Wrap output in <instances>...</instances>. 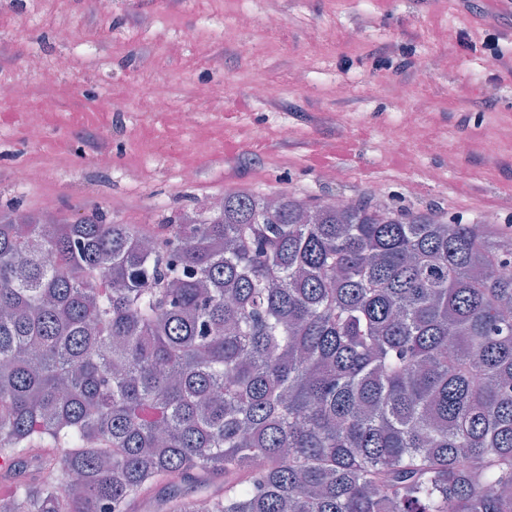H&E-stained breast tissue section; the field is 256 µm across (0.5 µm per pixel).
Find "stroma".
I'll return each instance as SVG.
<instances>
[{
    "label": "stroma",
    "instance_id": "stroma-1",
    "mask_svg": "<svg viewBox=\"0 0 512 512\" xmlns=\"http://www.w3.org/2000/svg\"><path fill=\"white\" fill-rule=\"evenodd\" d=\"M272 12L280 18L274 31L266 27ZM243 13L252 15L251 25L238 26ZM488 22L468 0H112L107 17L90 0H38L32 11L24 0H0V69L27 87L33 103L55 102L44 138L27 143L24 115L0 97V203L35 211L52 196L62 218L97 208L148 229L227 191L326 200L379 186L398 211L512 225V77H495L478 52L457 41L464 32L482 43ZM65 26L87 28L95 46L59 41L55 31ZM381 42L394 49L387 66L373 54ZM34 53L51 62L67 57L71 65L49 84L27 66ZM145 56L153 59L147 86L173 87L172 109L182 124L144 114L126 96ZM433 58L442 66L410 97L368 96L371 84L401 83L395 67L413 74ZM265 80L280 83L278 100L255 96ZM345 82L355 92L338 97L335 86ZM104 97L112 110L98 108ZM481 100L490 108L457 126L455 108ZM408 112L420 136L445 142L444 152L414 158L402 127ZM285 124L293 129L287 139L280 135ZM81 127L111 129L116 167L144 166V180L105 176L88 154L58 166L61 141ZM199 128L210 136L194 156L196 178L184 182L176 147ZM390 138L399 139V151L381 152L379 143ZM158 140L170 144V154L153 153ZM22 162L43 168L44 176L19 190L12 173ZM327 167L343 178L325 179Z\"/></svg>",
    "mask_w": 512,
    "mask_h": 512
}]
</instances>
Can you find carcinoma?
<instances>
[{
	"label": "carcinoma",
	"instance_id": "cac0c4a2",
	"mask_svg": "<svg viewBox=\"0 0 512 512\" xmlns=\"http://www.w3.org/2000/svg\"><path fill=\"white\" fill-rule=\"evenodd\" d=\"M510 265L371 196L0 211L3 512H512Z\"/></svg>",
	"mask_w": 512,
	"mask_h": 512
}]
</instances>
